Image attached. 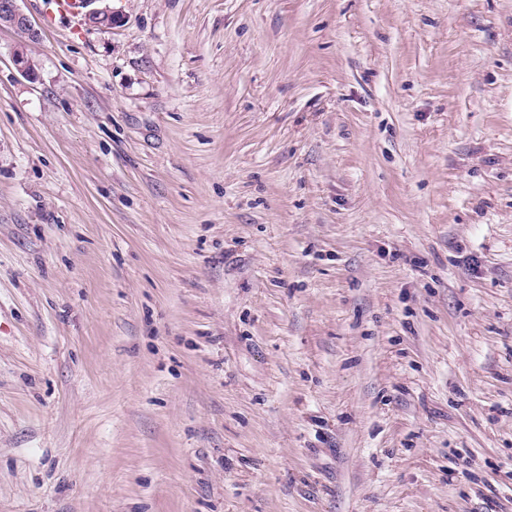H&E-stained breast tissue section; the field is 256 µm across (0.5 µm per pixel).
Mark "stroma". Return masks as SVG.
<instances>
[{
    "label": "stroma",
    "mask_w": 512,
    "mask_h": 512,
    "mask_svg": "<svg viewBox=\"0 0 512 512\" xmlns=\"http://www.w3.org/2000/svg\"><path fill=\"white\" fill-rule=\"evenodd\" d=\"M113 6L0 27V512H512V0ZM112 0H82L83 19L91 27L110 29L121 22V15L109 3ZM102 2L100 7L89 8L92 3Z\"/></svg>",
    "instance_id": "35a3bbf8"
}]
</instances>
